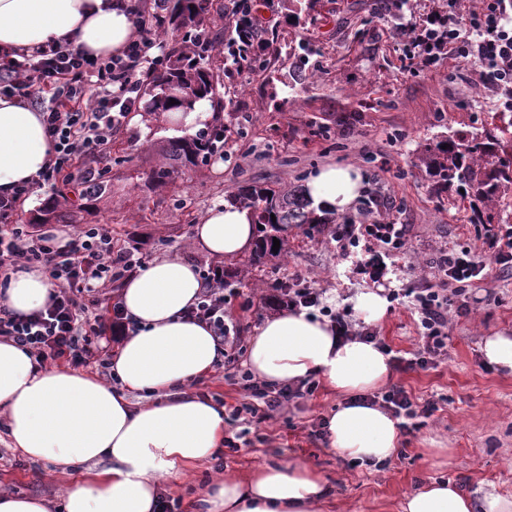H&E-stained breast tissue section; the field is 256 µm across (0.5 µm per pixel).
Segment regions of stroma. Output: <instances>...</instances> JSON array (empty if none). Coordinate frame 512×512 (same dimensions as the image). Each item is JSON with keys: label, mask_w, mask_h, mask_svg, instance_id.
I'll return each mask as SVG.
<instances>
[{"label": "stroma", "mask_w": 512, "mask_h": 512, "mask_svg": "<svg viewBox=\"0 0 512 512\" xmlns=\"http://www.w3.org/2000/svg\"><path fill=\"white\" fill-rule=\"evenodd\" d=\"M278 11L274 39L254 67L236 69L218 50L208 57L219 76L220 104L211 122L226 128L223 157L175 181H152L155 145L172 132L164 121L135 111L112 137L107 194L92 201L65 198L59 188L46 186L26 201L23 222L56 197L74 226L111 225L121 246L137 247L147 260L177 253L209 265L212 257L188 246L192 226L238 185H303L321 167L351 165L363 175L365 189L345 218L408 227L407 251L388 276L392 287L418 283L444 247H466L491 260L494 234L512 225V191L480 223L479 201L453 189L436 192L414 166L418 146L454 132H482L500 112L477 66L444 56L427 68L410 64L407 46L392 37L375 0H279ZM289 274L322 291L329 307L350 308L355 320L356 297L375 288L367 276L351 273L327 234L310 236L289 225L287 252L268 262L262 277L237 285L231 312L245 336H253L268 315L260 295ZM468 295L469 312L450 323L447 360L394 375L413 397L436 399L440 409L402 437L384 466L354 465L331 452L327 438L314 436L339 402L321 387L251 426L247 445L226 451L224 467L306 462L332 488L324 512H402L407 493L437 478L460 486L475 512H484L489 495L512 497V371L483 355L486 337H512V270L493 269ZM417 320L409 307L391 303L374 327L392 349L410 352ZM432 448L447 449V458L430 457ZM64 485L52 464L12 448L0 416V489L44 497L51 512H62Z\"/></svg>", "instance_id": "stroma-1"}]
</instances>
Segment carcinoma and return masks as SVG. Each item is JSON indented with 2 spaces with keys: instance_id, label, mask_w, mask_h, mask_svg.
Listing matches in <instances>:
<instances>
[{
  "instance_id": "cac0c4a2",
  "label": "carcinoma",
  "mask_w": 512,
  "mask_h": 512,
  "mask_svg": "<svg viewBox=\"0 0 512 512\" xmlns=\"http://www.w3.org/2000/svg\"><path fill=\"white\" fill-rule=\"evenodd\" d=\"M169 21L176 32L197 41H211L206 14L211 0H170ZM414 0H376L375 10L387 12L395 19L414 11ZM205 57L198 51L182 45L169 66L156 74L148 88L150 99L147 111H188L195 102L215 95L214 75ZM498 124L470 139L447 141L448 147L423 146L414 160V166L434 179L440 189L456 187L472 193L486 207H495L502 194L512 189V112H500ZM224 128L214 127L192 136L164 140L158 146L165 163L151 170L150 178L162 182L180 172L198 166L217 151ZM227 200L251 210L257 226L256 239L249 254L235 260L224 269L226 278H244L264 266L266 258L284 248L272 249L273 239L283 240V232L290 224L304 226L307 234L321 231L331 223L326 215L318 214L311 201L298 187L281 186L278 189L258 186L240 187L230 192Z\"/></svg>"
}]
</instances>
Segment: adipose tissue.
<instances>
[{
    "instance_id": "1",
    "label": "adipose tissue",
    "mask_w": 512,
    "mask_h": 512,
    "mask_svg": "<svg viewBox=\"0 0 512 512\" xmlns=\"http://www.w3.org/2000/svg\"><path fill=\"white\" fill-rule=\"evenodd\" d=\"M132 17L115 0H0V46L23 48L75 40L94 57L120 53L134 37ZM38 111L0 95V195L31 181L49 161ZM363 188L349 166L329 165L307 189L323 208L347 210ZM250 210L217 202L194 226L191 242L206 254L235 258L254 241ZM54 283L41 270L11 274L0 299L14 312L43 308ZM198 268L171 254L126 277L119 294L130 322L112 358L116 384L93 374L38 366L25 349L0 341V408L14 448L70 476L64 512H155L158 482L182 478L224 444V407L189 393L218 358L209 327L186 315L198 300ZM244 365L258 381L283 386L318 379L342 401L327 418L329 446L352 461L390 459L398 422L361 393L387 384L393 367L377 345L338 340L331 322L306 309L265 318ZM145 402L133 407L129 393ZM329 488L322 473L297 460L226 470L203 490L207 512H319ZM403 512H474L449 481L429 480L406 496Z\"/></svg>"
}]
</instances>
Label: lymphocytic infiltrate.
<instances>
[{
    "instance_id": "lymphocytic-infiltrate-1",
    "label": "lymphocytic infiltrate",
    "mask_w": 512,
    "mask_h": 512,
    "mask_svg": "<svg viewBox=\"0 0 512 512\" xmlns=\"http://www.w3.org/2000/svg\"><path fill=\"white\" fill-rule=\"evenodd\" d=\"M167 4L168 0H150L149 9H135L139 38L110 57H91L68 42L0 49V94L40 105L51 145V158L37 178L17 186L12 195L0 196V278L39 268L56 286L46 306L31 314L21 316L0 305V339L26 348L37 363H92L100 373H107L103 328L108 325L123 331L128 327L119 305L110 301L112 287L142 266V258L115 245L108 225L79 228L63 245L52 231L29 230L21 224L20 214L34 192L47 185L74 186L82 198L94 192L103 171L85 165V157L109 153L112 134L138 108L144 83L169 63L168 55L154 53L152 39L153 30L165 19ZM277 13V0H233L228 18L235 36L224 42L225 60L241 67L265 54ZM414 32L413 56L420 66L429 67L444 55L475 63L482 83L499 90L504 108L512 110V9L507 0H481L466 28L459 21L457 0H448L446 20L416 26ZM329 233L352 272L375 283L388 271L387 258L404 252L407 245L403 224H335ZM484 276L485 266L471 250L447 248L418 286L388 290L387 299L409 305L418 316V346L410 357H395L397 368L425 370L447 355L448 312L467 313V287ZM201 278L203 290L190 315L208 325L223 345L225 374L238 375L245 338L229 309L224 274L210 267ZM262 302L291 309L317 308L335 323L340 336H356L380 347L385 344L375 329L354 327L347 311L323 306L319 292L302 280L263 297ZM317 387L312 379L278 388L245 381L246 396L229 418L236 431L225 437V448L237 450L250 426L262 423L293 400L313 395ZM381 401L401 418V428L408 433L416 430L417 419L431 417L438 409L435 401H414L399 384L382 392Z\"/></svg>"
}]
</instances>
